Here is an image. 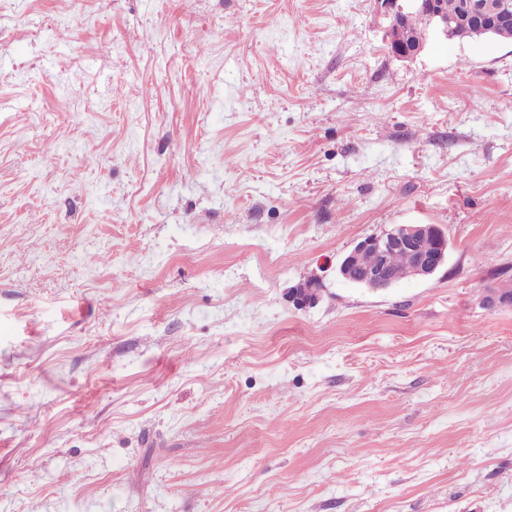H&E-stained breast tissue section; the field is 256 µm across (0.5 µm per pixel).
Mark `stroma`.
<instances>
[{"mask_svg":"<svg viewBox=\"0 0 512 512\" xmlns=\"http://www.w3.org/2000/svg\"><path fill=\"white\" fill-rule=\"evenodd\" d=\"M386 24L0 0V512H512V41ZM397 224L445 267L338 276ZM407 251L415 256V265L408 275L416 279H427L441 268L448 259V238L436 224H399L380 234L370 235L359 241L342 258L338 273L345 280L359 283L372 290H381L392 285L398 277L386 264L384 256L391 251ZM374 252L379 259L369 265L361 264L366 252ZM360 267L357 280L350 271ZM320 288L321 285L316 280H308L291 288L290 298L298 308L313 306L319 300Z\"/></svg>","mask_w":512,"mask_h":512,"instance_id":"35a3bbf8","label":"stroma"}]
</instances>
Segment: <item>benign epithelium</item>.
I'll use <instances>...</instances> for the list:
<instances>
[{
	"label": "benign epithelium",
	"mask_w": 512,
	"mask_h": 512,
	"mask_svg": "<svg viewBox=\"0 0 512 512\" xmlns=\"http://www.w3.org/2000/svg\"><path fill=\"white\" fill-rule=\"evenodd\" d=\"M439 0H375L378 10L387 19L383 30V42L388 54L395 59L408 61L419 55L425 45L413 42L408 35L406 18L413 13L429 19L432 30L439 35H448L451 22L445 18L438 5ZM459 29L477 26L481 33H496L512 27V7L495 0H465L464 12L459 20ZM407 251L415 256V265L408 275L416 279H428L448 259V238L436 224H399L380 234L370 235L359 241L342 258L338 273L351 280L350 271L360 268L357 283L372 290H381L392 285L398 277L386 264L384 256L391 251ZM321 285L315 280L302 282L289 291L290 298L298 308L315 305L320 296ZM482 303L490 311L512 308V290L494 288L487 290Z\"/></svg>",
	"instance_id": "obj_1"
}]
</instances>
